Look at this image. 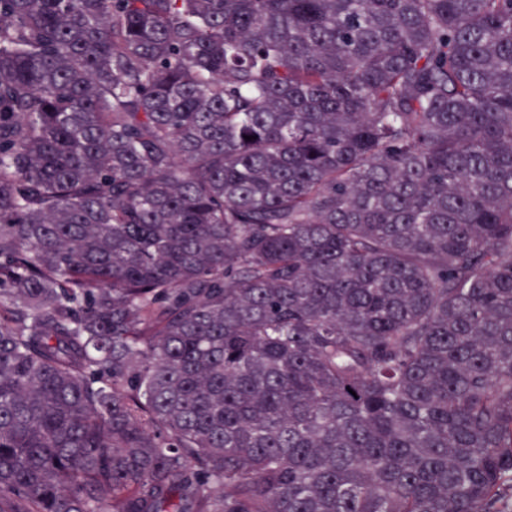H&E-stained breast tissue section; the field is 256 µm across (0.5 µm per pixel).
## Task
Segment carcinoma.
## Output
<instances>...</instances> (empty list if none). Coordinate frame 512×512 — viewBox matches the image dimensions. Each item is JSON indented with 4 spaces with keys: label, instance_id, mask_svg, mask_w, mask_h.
Masks as SVG:
<instances>
[{
    "label": "carcinoma",
    "instance_id": "1",
    "mask_svg": "<svg viewBox=\"0 0 512 512\" xmlns=\"http://www.w3.org/2000/svg\"><path fill=\"white\" fill-rule=\"evenodd\" d=\"M0 512H512V0H0Z\"/></svg>",
    "mask_w": 512,
    "mask_h": 512
}]
</instances>
